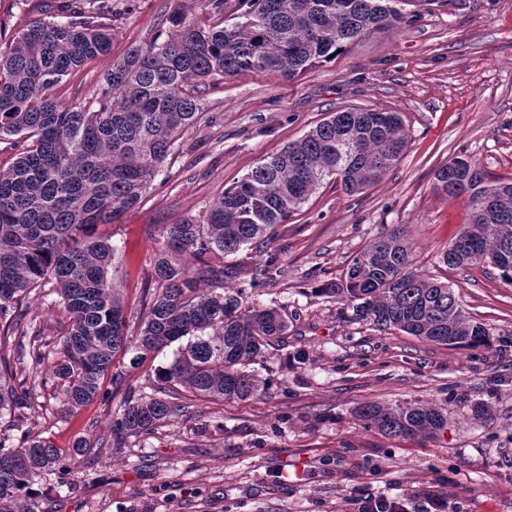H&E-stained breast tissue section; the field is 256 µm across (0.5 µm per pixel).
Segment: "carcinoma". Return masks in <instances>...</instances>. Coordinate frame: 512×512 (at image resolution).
Instances as JSON below:
<instances>
[{
    "mask_svg": "<svg viewBox=\"0 0 512 512\" xmlns=\"http://www.w3.org/2000/svg\"><path fill=\"white\" fill-rule=\"evenodd\" d=\"M97 0H71L64 23L36 21L0 44V138L24 144L0 172V321L22 325L19 300L51 279L73 320L53 352V377L69 410L93 401L112 374L115 356L152 360L175 342V357L158 369V386L129 400L112 428L119 447L187 415L182 392L245 400L265 387L247 366L284 342L280 310L248 302L245 290L224 289L228 269L212 261L261 246L272 229L307 202L327 178L357 194L378 184L406 150L396 112H334L280 153L259 162L224 190L204 221L166 224L154 266L156 288L136 335L109 278L115 249L99 233L134 207L164 165L175 140L197 123L199 87L242 72L293 78L372 31L403 20L393 0H236L243 22L202 24L174 11L165 37L133 46L113 62L92 101L61 106L51 90L70 72L109 53L112 34ZM434 188L469 197L471 218L443 262L464 268L488 261L512 283V179L490 180L476 162L455 158L438 169ZM412 249L399 231L379 236L356 255L344 280L319 291L345 300L359 320L450 348L488 341L447 283L413 272ZM31 379L42 378L46 355L35 347ZM0 366V412L22 420L35 409L7 382ZM355 416L389 437L434 436L447 420L431 402L365 403ZM60 451L29 436L16 447L0 436V512H41L27 488L52 471Z\"/></svg>",
    "mask_w": 512,
    "mask_h": 512,
    "instance_id": "cac0c4a2",
    "label": "carcinoma"
}]
</instances>
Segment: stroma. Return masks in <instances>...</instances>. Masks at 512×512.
Segmentation results:
<instances>
[{"mask_svg": "<svg viewBox=\"0 0 512 512\" xmlns=\"http://www.w3.org/2000/svg\"><path fill=\"white\" fill-rule=\"evenodd\" d=\"M103 2L111 49L53 88L60 104L90 99L113 61L165 30L172 10L205 17L200 0ZM61 3L0 0V43L33 20H61ZM399 7L406 19L397 28L371 32L294 78L244 72L201 88V121L175 141L141 201L104 228L132 328L156 286L164 225L203 218L225 187L326 116L349 108L400 113L407 148L377 185L349 195L323 182L270 242L226 257L228 289L249 287L267 260L280 270L250 295L288 317L285 345L252 366L264 391L246 400L192 398L182 420L117 448L111 431L123 402L152 392L172 349L140 366L122 364L121 382L103 383L109 399L73 412L54 383L15 375L14 388L28 391L37 409L21 422L0 417V435L15 443L41 435L62 452L60 470L30 487L41 512H354L362 495L397 496L407 512H427L429 490L446 496L447 512H512V283L487 262L444 265L470 204L434 189L436 171L457 157L478 162L488 177L512 178V0ZM393 230L412 248L413 271L449 283L486 327L488 345L451 349L383 331L319 293ZM20 310L51 350L71 326L50 281ZM464 396L487 403L488 413L475 416ZM414 399L444 408L448 425L437 438L386 437L353 415L366 402ZM78 437L91 452L74 458Z\"/></svg>", "mask_w": 512, "mask_h": 512, "instance_id": "35a3bbf8", "label": "stroma"}]
</instances>
